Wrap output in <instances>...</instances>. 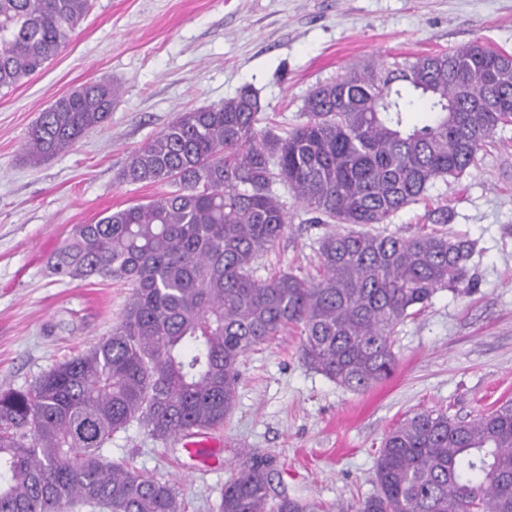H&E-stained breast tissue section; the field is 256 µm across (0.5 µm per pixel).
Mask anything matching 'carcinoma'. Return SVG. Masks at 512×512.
I'll return each instance as SVG.
<instances>
[{"label":"carcinoma","instance_id":"1","mask_svg":"<svg viewBox=\"0 0 512 512\" xmlns=\"http://www.w3.org/2000/svg\"><path fill=\"white\" fill-rule=\"evenodd\" d=\"M90 0H0V90L42 71ZM353 67L315 86L300 122L260 126L257 93L181 112L133 153L130 184L166 183L146 202L75 226L51 258L71 279L132 288L120 323L22 390L0 392V512H185L174 483L103 454L132 421L156 442L224 424L242 358L293 327L305 365L354 391L395 370L397 327L440 289L470 287L473 247L434 231L373 233L461 176L512 125V55L480 49ZM116 92L87 82L40 112L23 152L37 165L103 124ZM427 115L413 120L415 102ZM288 187L316 224L314 277L256 266L281 238ZM365 230L356 231L354 227ZM376 491L345 508L271 496V461L224 485L218 512H512V404L472 420L414 414L383 439Z\"/></svg>","mask_w":512,"mask_h":512}]
</instances>
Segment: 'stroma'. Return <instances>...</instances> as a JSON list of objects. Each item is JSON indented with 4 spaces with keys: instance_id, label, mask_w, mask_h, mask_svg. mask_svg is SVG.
Masks as SVG:
<instances>
[{
    "instance_id": "obj_1",
    "label": "stroma",
    "mask_w": 512,
    "mask_h": 512,
    "mask_svg": "<svg viewBox=\"0 0 512 512\" xmlns=\"http://www.w3.org/2000/svg\"><path fill=\"white\" fill-rule=\"evenodd\" d=\"M481 40L512 53V0H92L85 20L45 69L0 94V390L30 386L58 362L109 336L130 286L53 272L75 225L165 192L118 175L132 153L183 110L257 91L264 121L289 129L308 92L381 55L421 56ZM88 81L117 92L106 123L66 152L30 165L21 145L40 112ZM288 224L258 264L312 275L327 227L285 186ZM443 230L468 240L470 288L439 290L397 328L398 364L368 390L347 389L300 358L291 328L240 363L223 426L159 443L138 423L116 433L109 459L176 483L186 512H216L225 482L250 458L272 462V487L327 505L374 492L384 435L422 410L473 418L512 403V125L498 129L460 178L435 180L423 201L378 232Z\"/></svg>"
}]
</instances>
